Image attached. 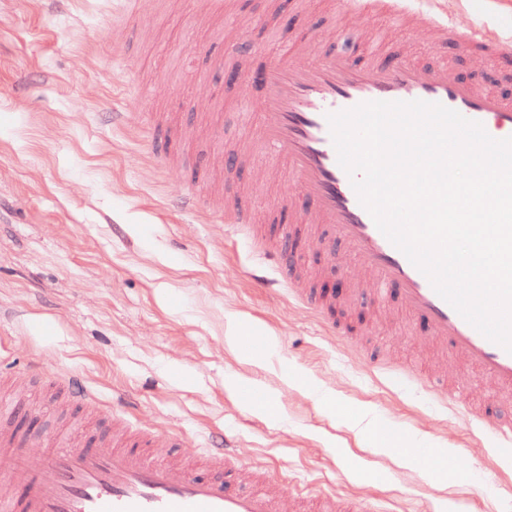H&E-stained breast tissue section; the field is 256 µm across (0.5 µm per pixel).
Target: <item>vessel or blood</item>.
Listing matches in <instances>:
<instances>
[{
	"label": "vessel or blood",
	"instance_id": "vessel-or-blood-1",
	"mask_svg": "<svg viewBox=\"0 0 512 512\" xmlns=\"http://www.w3.org/2000/svg\"><path fill=\"white\" fill-rule=\"evenodd\" d=\"M343 11L383 10L400 20L408 7L392 0H340ZM440 43L433 59L420 66L404 47L361 63L348 55L311 51V63L298 66L270 62L247 66L250 50L242 40L229 39L225 62L240 83H260L265 91L261 126L264 152L285 165L284 177L294 192L273 208L267 224L252 221L249 209L203 195L190 185L183 208L205 210L234 233L248 232L262 259L273 261L278 283L311 311L326 333L347 345L358 333L344 316L361 292H370L375 305L405 317L413 332L434 344L440 358L462 362L486 379L492 401H472L466 409L475 422L491 432L500 453L512 452V418L498 407L512 403V354L485 338L465 321L429 280L377 228L360 204L347 173L337 161L328 114L370 101L440 103L466 119L479 122L495 139L512 137V100L498 84L512 74V41L483 33L478 27L457 26L452 7L432 13ZM452 41L497 63L492 73L462 78L444 55L442 43ZM309 240L323 253L354 258L361 275L343 283L311 279L304 266L280 253L277 240ZM111 440L112 448L100 450ZM154 434L134 429L128 410H112V433L88 429L82 446L56 442L31 462L29 440L20 432H0V474L11 485L0 493V512H274L277 494L267 470L248 464L224 442L206 449L196 462L157 464L149 454ZM290 512H369L355 502L322 494L293 493Z\"/></svg>",
	"mask_w": 512,
	"mask_h": 512
}]
</instances>
